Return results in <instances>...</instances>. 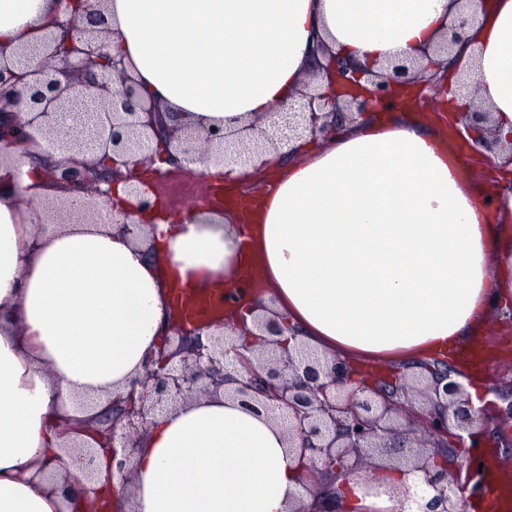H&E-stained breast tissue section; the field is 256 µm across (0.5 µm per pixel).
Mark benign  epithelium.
I'll return each mask as SVG.
<instances>
[{
    "instance_id": "7a95c632",
    "label": "benign epithelium",
    "mask_w": 512,
    "mask_h": 512,
    "mask_svg": "<svg viewBox=\"0 0 512 512\" xmlns=\"http://www.w3.org/2000/svg\"><path fill=\"white\" fill-rule=\"evenodd\" d=\"M79 8L65 18H55L44 37L20 47L11 57H0V112L7 109L25 118L5 127L0 142L24 150L41 139L70 153L47 171V180L68 191L81 172L103 162L112 174L110 183L121 182L137 200L136 209L152 211L153 179L140 173L156 163L173 167L210 163L230 167L245 165L270 153L292 155L299 142L336 134V113L345 105L364 115L396 106L393 88L413 86L416 73L429 67L419 61L390 63L382 71L356 68L337 55L316 65L320 85L297 93L281 105L265 125L251 121L237 129H199L190 124L165 128L156 104L144 100L137 82L127 73L119 53L108 54L103 33L107 19L103 0H70ZM112 63L104 67L106 56ZM88 66L91 76L73 79L75 69ZM372 85L370 95L356 93L361 82ZM465 125L471 149L492 152L499 147L494 135L479 137L474 125L488 120V113H470ZM96 159L87 161L83 156ZM111 190L95 188L89 200L76 209L61 206L45 223H96L100 200ZM110 223L125 235L140 225L130 214L107 210ZM253 340L224 334V324L207 342L173 344V336L187 330L178 326L160 336L170 348L168 358L157 361L156 352L146 357L143 372L127 389L108 400L105 411L114 413L112 427L99 430L91 419L59 420L65 456L44 461L43 469L65 485L70 464L81 469L89 482L98 478V454L111 457L122 451L119 469L133 464L154 416L202 396L231 394L250 408L280 412L287 425L289 450L298 462L302 488L310 505L291 512H338L330 503L323 477L340 474L359 481L366 492L381 488L360 471L384 466L408 468L420 473L414 487L399 490L414 512H459L456 504L465 493L481 487L480 457L469 453L457 460V448L468 434L470 447L481 438L474 428L512 421V400L502 408L490 402L475 410L454 370H431L372 382L355 379V369L341 359H323L281 338L283 325L275 318L257 322Z\"/></svg>"
}]
</instances>
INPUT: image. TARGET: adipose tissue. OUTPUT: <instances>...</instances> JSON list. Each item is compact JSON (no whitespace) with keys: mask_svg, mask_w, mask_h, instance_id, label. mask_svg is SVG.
Wrapping results in <instances>:
<instances>
[{"mask_svg":"<svg viewBox=\"0 0 512 512\" xmlns=\"http://www.w3.org/2000/svg\"><path fill=\"white\" fill-rule=\"evenodd\" d=\"M120 51L160 112L235 129L298 92L317 48L373 68L419 58L458 17L474 97L512 134V0H105ZM66 0H0V54L45 32ZM40 149L0 165V512H289L300 493L282 428L240 400L204 396L156 415L134 462L64 497L40 465L61 454L53 423L123 392L172 325L168 288H236L258 267L251 313L284 318L290 343L327 357L451 358L492 316H512V159L499 188L465 182L406 115L362 117L262 190L248 224L203 212L145 229L39 221L66 192L41 184ZM342 512H408L404 498L336 480Z\"/></svg>","mask_w":512,"mask_h":512,"instance_id":"adipose-tissue-1","label":"adipose tissue"}]
</instances>
